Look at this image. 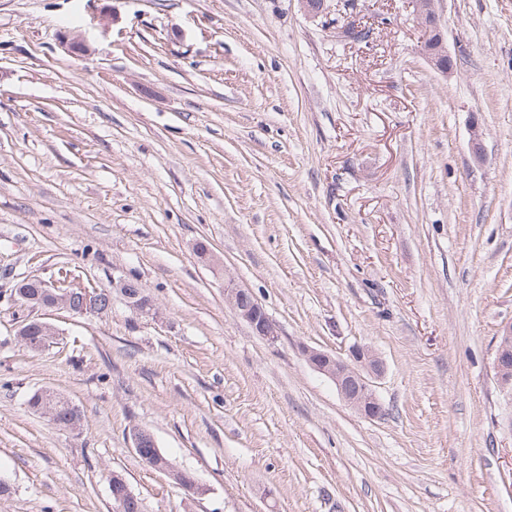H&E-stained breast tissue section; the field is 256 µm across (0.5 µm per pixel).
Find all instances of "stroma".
Instances as JSON below:
<instances>
[{"label":"stroma","mask_w":512,"mask_h":512,"mask_svg":"<svg viewBox=\"0 0 512 512\" xmlns=\"http://www.w3.org/2000/svg\"><path fill=\"white\" fill-rule=\"evenodd\" d=\"M354 5L370 42L336 0H0V512H113V470L144 512H512V0H442L450 75L411 0ZM62 267L138 278L152 315L49 310L27 352L11 291ZM355 345L386 365L376 420L303 356ZM45 387L79 430L27 409ZM224 298L239 317L247 322L256 336L271 343L278 340L279 334L276 325L251 292L228 285L224 287ZM494 368L500 388L512 393V322L505 324L497 336ZM138 429L132 430V443L136 454L147 466L172 478L167 460L159 450L155 438L152 440L154 448H143L142 441L139 439Z\"/></svg>","instance_id":"obj_1"}]
</instances>
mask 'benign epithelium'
<instances>
[{
  "label": "benign epithelium",
  "mask_w": 512,
  "mask_h": 512,
  "mask_svg": "<svg viewBox=\"0 0 512 512\" xmlns=\"http://www.w3.org/2000/svg\"><path fill=\"white\" fill-rule=\"evenodd\" d=\"M416 16L421 20L423 28H433L438 31L437 37L424 52L425 58L438 71L451 72L454 63L448 54L440 25L436 24L439 20V0H421ZM32 281L37 283L42 297H27L26 307L31 310L54 308L65 310L78 317L98 316L104 312L101 305L102 290L84 284L78 277L65 290L60 288V282L55 278L45 280L40 277H29L20 281L14 288V292L20 296L24 295L25 285ZM112 287L120 291L134 311L144 315L152 312L153 303L150 297L146 296L141 289L131 288L129 278L123 277L112 282ZM224 298L239 317L247 322L255 335L271 343L278 340L276 325L251 292L239 287L227 286L224 288ZM497 339L494 361L496 379L500 388L511 394L512 322L501 328ZM303 354L316 372L335 384L342 400L357 413L368 419H378L383 416L384 409L372 388L371 380L383 375L385 364L372 348L354 347L349 351L346 360L318 349L306 348ZM132 443L136 454L147 466L167 476L170 475L167 460L162 452L157 447H143L136 428L132 430Z\"/></svg>",
  "instance_id": "7a95c632"
}]
</instances>
